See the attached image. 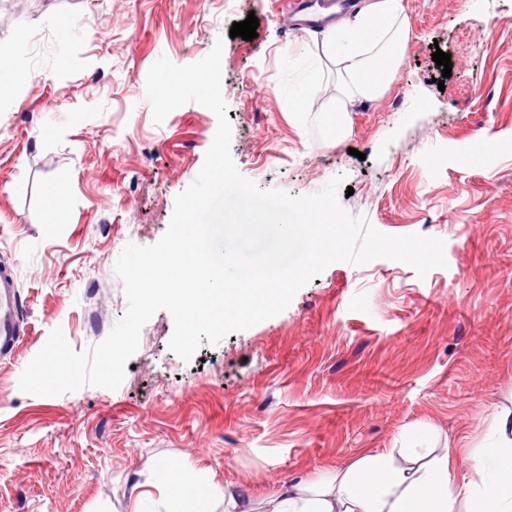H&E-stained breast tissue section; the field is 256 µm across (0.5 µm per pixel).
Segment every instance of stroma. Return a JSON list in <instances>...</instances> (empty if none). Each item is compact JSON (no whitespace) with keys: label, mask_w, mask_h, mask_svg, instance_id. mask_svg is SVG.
Listing matches in <instances>:
<instances>
[{"label":"stroma","mask_w":512,"mask_h":512,"mask_svg":"<svg viewBox=\"0 0 512 512\" xmlns=\"http://www.w3.org/2000/svg\"><path fill=\"white\" fill-rule=\"evenodd\" d=\"M413 37L386 93L336 138V74L284 0H17L0 8V260L14 267L22 341L0 363V512H133L156 464L259 497L364 451L479 452L512 412V0H405ZM258 36L231 37L248 13ZM223 40L222 93L239 172L293 196L342 174L343 208L389 235L442 239L418 278L385 258L338 262L280 314L191 361L172 319L143 327L120 388L38 396L19 377L61 328L101 342L127 300L125 245L165 232L217 128L188 103L154 124L160 57L199 61ZM449 53L450 77L432 59ZM143 512H224L220 497Z\"/></svg>","instance_id":"1"}]
</instances>
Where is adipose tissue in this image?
Listing matches in <instances>:
<instances>
[{"mask_svg":"<svg viewBox=\"0 0 512 512\" xmlns=\"http://www.w3.org/2000/svg\"><path fill=\"white\" fill-rule=\"evenodd\" d=\"M411 29L404 0H365L353 19L322 35V54L336 67L340 86L331 101L333 124L345 133L354 105L378 99L396 76ZM498 441L483 451L464 479L453 448L415 457L407 467L392 453L366 452L316 479L279 482L261 500L228 493L224 512H512V418L497 423Z\"/></svg>","mask_w":512,"mask_h":512,"instance_id":"ef3b65f1","label":"adipose tissue"}]
</instances>
